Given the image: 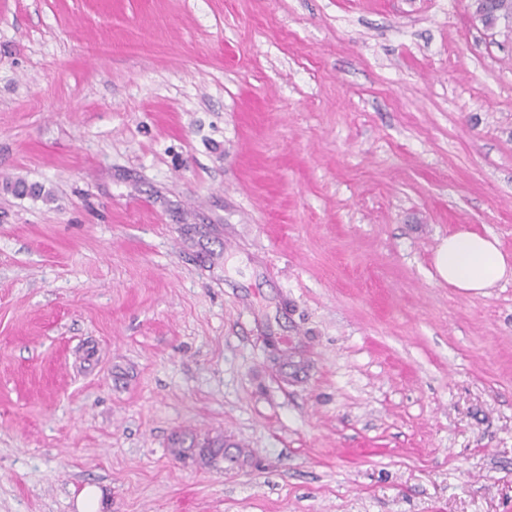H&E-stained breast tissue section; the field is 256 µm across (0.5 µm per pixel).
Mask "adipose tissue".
Here are the masks:
<instances>
[{"label":"adipose tissue","mask_w":512,"mask_h":512,"mask_svg":"<svg viewBox=\"0 0 512 512\" xmlns=\"http://www.w3.org/2000/svg\"><path fill=\"white\" fill-rule=\"evenodd\" d=\"M435 267L449 285L476 294L511 275L512 258L494 237L461 229L442 241Z\"/></svg>","instance_id":"obj_1"}]
</instances>
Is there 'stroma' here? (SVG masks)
Here are the masks:
<instances>
[{
    "instance_id": "stroma-1",
    "label": "stroma",
    "mask_w": 512,
    "mask_h": 512,
    "mask_svg": "<svg viewBox=\"0 0 512 512\" xmlns=\"http://www.w3.org/2000/svg\"><path fill=\"white\" fill-rule=\"evenodd\" d=\"M461 228L512 256L473 0H0V512H512Z\"/></svg>"
}]
</instances>
